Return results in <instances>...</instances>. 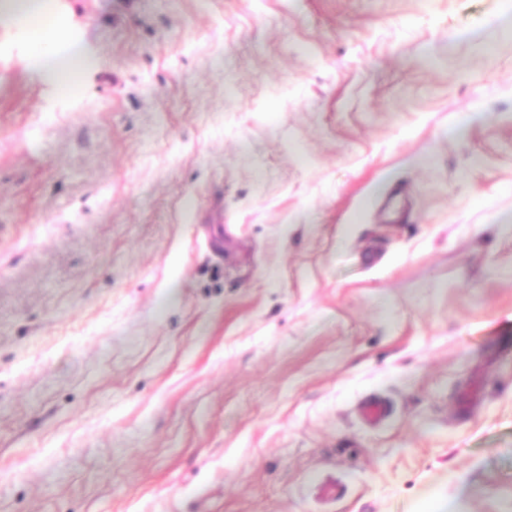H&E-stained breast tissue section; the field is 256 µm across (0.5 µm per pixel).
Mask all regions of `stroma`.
I'll return each mask as SVG.
<instances>
[{
  "label": "stroma",
  "mask_w": 512,
  "mask_h": 512,
  "mask_svg": "<svg viewBox=\"0 0 512 512\" xmlns=\"http://www.w3.org/2000/svg\"><path fill=\"white\" fill-rule=\"evenodd\" d=\"M17 2L0 512H512V0ZM34 63L44 82L59 93L64 91L70 79V73L67 70L60 67L57 62L48 55H37Z\"/></svg>",
  "instance_id": "obj_1"
}]
</instances>
